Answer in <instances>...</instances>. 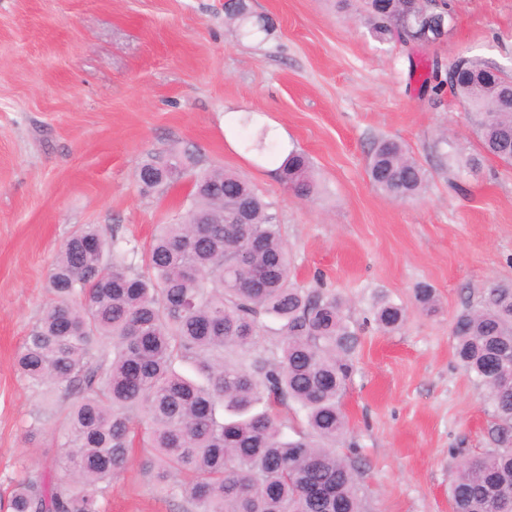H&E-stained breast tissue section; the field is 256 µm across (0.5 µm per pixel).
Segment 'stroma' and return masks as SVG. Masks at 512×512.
Here are the masks:
<instances>
[{
  "instance_id": "obj_1",
  "label": "stroma",
  "mask_w": 512,
  "mask_h": 512,
  "mask_svg": "<svg viewBox=\"0 0 512 512\" xmlns=\"http://www.w3.org/2000/svg\"><path fill=\"white\" fill-rule=\"evenodd\" d=\"M226 0H0V512L21 469L49 470L55 393L32 389L16 355L50 300L47 276L71 233L97 224L143 246L179 218L190 177L142 193L151 154H192L274 205L293 280L335 295L358 344L342 399L366 512H452L463 460L495 447L496 419L458 366L455 316L512 281V167L480 153L464 110L422 89L426 61L477 57L512 72V0H445L436 44L381 43L357 0H246L268 32L242 36ZM281 130L312 159L317 195L296 197L277 163L246 152L239 116ZM381 137L426 173L416 200L367 175ZM480 156L472 170L465 161ZM436 290L422 313L418 284ZM407 311L388 332L379 296ZM135 448L107 512H183Z\"/></svg>"
}]
</instances>
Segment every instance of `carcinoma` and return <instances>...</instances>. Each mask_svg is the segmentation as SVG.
Returning a JSON list of instances; mask_svg holds the SVG:
<instances>
[{
	"mask_svg": "<svg viewBox=\"0 0 512 512\" xmlns=\"http://www.w3.org/2000/svg\"><path fill=\"white\" fill-rule=\"evenodd\" d=\"M360 15L379 42L434 43L451 17L436 0H361ZM424 85L462 103L482 151L512 165V75L466 57L440 78L426 65ZM242 143L260 157L281 154L266 128ZM192 155L148 157L137 171L145 192L173 182ZM299 198L316 190L309 156L291 149L277 169ZM367 174L386 196H421L425 172L395 138L374 141ZM273 204L225 170L196 174L185 216L160 225L144 253L115 234L84 224L48 272L52 301L18 356L28 384L60 394L52 472H26L9 512H105L106 489L135 444L148 449L164 491L183 512H364L354 466L336 453L347 429L341 399L357 337L334 295L301 288ZM141 257L144 269L135 267ZM415 299L436 307L433 288ZM386 331L405 320L402 306L379 302ZM275 324L279 352L258 348ZM452 336L463 369L487 385L486 369L512 352V283L484 292L458 313ZM498 447L467 460L450 488L453 512H512L493 489L512 494V390L488 391ZM294 405L307 429L290 438L278 418Z\"/></svg>",
	"mask_w": 512,
	"mask_h": 512,
	"instance_id": "cac0c4a2",
	"label": "carcinoma"
}]
</instances>
